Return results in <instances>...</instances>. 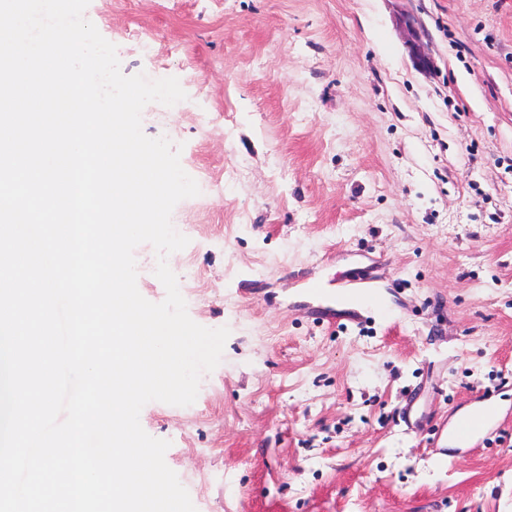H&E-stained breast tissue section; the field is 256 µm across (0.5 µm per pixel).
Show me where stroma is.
I'll use <instances>...</instances> for the list:
<instances>
[{
  "label": "stroma",
  "mask_w": 512,
  "mask_h": 512,
  "mask_svg": "<svg viewBox=\"0 0 512 512\" xmlns=\"http://www.w3.org/2000/svg\"><path fill=\"white\" fill-rule=\"evenodd\" d=\"M124 74L187 98L147 136L178 203L208 389L140 413L197 512H512V0H90ZM149 31L154 55L128 38ZM431 65L417 66L416 54ZM211 110L202 131L191 100ZM371 271L395 318L319 324ZM472 448L439 431L476 395Z\"/></svg>",
  "instance_id": "1"
}]
</instances>
